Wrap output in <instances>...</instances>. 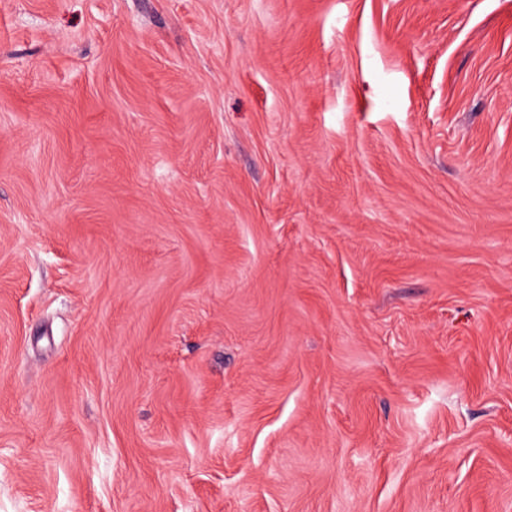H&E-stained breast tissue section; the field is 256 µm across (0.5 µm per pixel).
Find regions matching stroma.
<instances>
[{
    "label": "stroma",
    "mask_w": 512,
    "mask_h": 512,
    "mask_svg": "<svg viewBox=\"0 0 512 512\" xmlns=\"http://www.w3.org/2000/svg\"><path fill=\"white\" fill-rule=\"evenodd\" d=\"M0 512H512V0H0Z\"/></svg>",
    "instance_id": "1"
}]
</instances>
